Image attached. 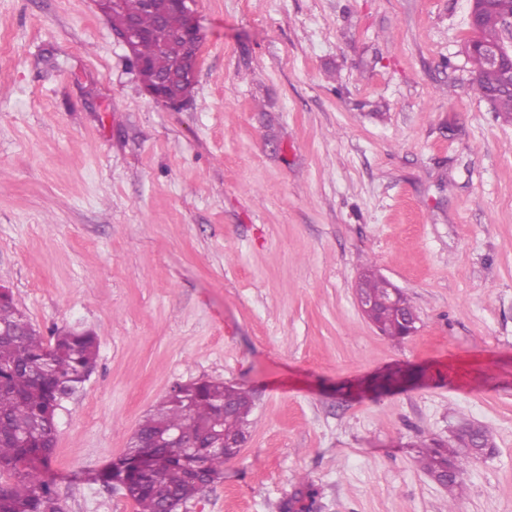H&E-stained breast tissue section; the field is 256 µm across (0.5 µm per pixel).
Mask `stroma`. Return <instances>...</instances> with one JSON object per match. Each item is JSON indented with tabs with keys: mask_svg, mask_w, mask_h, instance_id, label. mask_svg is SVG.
I'll use <instances>...</instances> for the list:
<instances>
[{
	"mask_svg": "<svg viewBox=\"0 0 512 512\" xmlns=\"http://www.w3.org/2000/svg\"><path fill=\"white\" fill-rule=\"evenodd\" d=\"M470 0H194L180 109L95 0H0V286L88 329L58 410L63 512H137L100 474L172 386L250 390L247 440L177 512H512V120L472 84ZM413 335L356 301L365 265ZM410 367L416 385L368 391ZM486 426L456 501L414 445ZM399 305L401 310L408 312L414 309L408 298L399 290ZM391 306L381 305L373 314V320L384 336L397 340L412 335L417 327V316L414 312L404 313ZM398 314V317H397ZM399 318V319H398ZM402 322V323H401ZM405 336H403L404 328ZM317 490L310 485H301L279 504L280 512H315Z\"/></svg>",
	"mask_w": 512,
	"mask_h": 512,
	"instance_id": "stroma-1",
	"label": "stroma"
}]
</instances>
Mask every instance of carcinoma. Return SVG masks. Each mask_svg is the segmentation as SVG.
Returning a JSON list of instances; mask_svg holds the SVG:
<instances>
[{
    "mask_svg": "<svg viewBox=\"0 0 512 512\" xmlns=\"http://www.w3.org/2000/svg\"><path fill=\"white\" fill-rule=\"evenodd\" d=\"M512 5L501 0L484 7L477 36L495 42L501 32V12ZM116 18L125 14L139 17L148 31L158 25L157 17L142 9V0H118ZM157 42L142 40L133 60L156 59ZM474 69L473 90L481 97L496 94L493 109L505 120L512 119V91L501 86L500 73L485 67L475 56H469ZM359 289L366 295L381 298L387 292L386 282L372 266L363 269ZM373 320L384 336L403 337V324L396 309L381 305ZM0 328L12 335L0 340V512H62L56 484L47 474L53 453L57 425L55 404L73 395L86 381L96 364L97 337L72 335L58 331L46 340L8 300L0 303ZM250 394L242 387L222 382H196L180 385L166 395L152 412L139 423L138 435L157 438L156 451H165L167 436L183 428H191L197 438L205 437L212 420L223 415L220 430L228 438H246L251 412ZM472 447H454L436 439H424L418 445V461L429 476L450 464L456 475L442 482L448 496L463 489L464 475L470 459L485 453L482 442L490 439V431L482 426L468 433ZM201 472L217 478L223 471L224 457L200 451ZM125 475L128 498L138 512H176L180 505L199 491L197 475L176 458L153 467L147 474L128 471ZM317 490L300 485L279 504V512H315Z\"/></svg>",
    "mask_w": 512,
    "mask_h": 512,
    "instance_id": "carcinoma-1",
    "label": "carcinoma"
}]
</instances>
